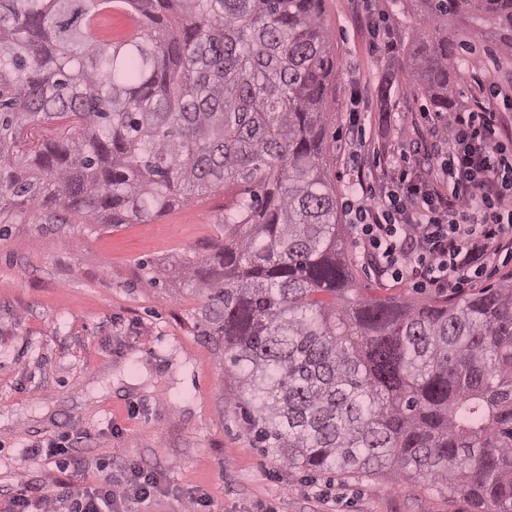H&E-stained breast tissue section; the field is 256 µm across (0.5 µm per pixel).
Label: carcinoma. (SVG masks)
<instances>
[{"label": "carcinoma", "mask_w": 512, "mask_h": 512, "mask_svg": "<svg viewBox=\"0 0 512 512\" xmlns=\"http://www.w3.org/2000/svg\"><path fill=\"white\" fill-rule=\"evenodd\" d=\"M323 0H0V217L58 207L138 224L228 187L205 322L224 337L288 468L387 470L479 512H512V282L351 304L323 109L336 66ZM142 25L94 32L112 4ZM410 77L455 108L462 44L490 21L512 56V0H411ZM58 123L21 149L26 131Z\"/></svg>", "instance_id": "1"}]
</instances>
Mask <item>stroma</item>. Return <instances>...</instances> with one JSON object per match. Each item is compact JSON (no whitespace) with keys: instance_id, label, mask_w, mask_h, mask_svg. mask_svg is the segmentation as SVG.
Wrapping results in <instances>:
<instances>
[{"instance_id":"stroma-1","label":"stroma","mask_w":512,"mask_h":512,"mask_svg":"<svg viewBox=\"0 0 512 512\" xmlns=\"http://www.w3.org/2000/svg\"><path fill=\"white\" fill-rule=\"evenodd\" d=\"M372 9L387 17L393 50L378 48L367 23ZM409 11V0L322 2L339 62L324 100L333 115V180L345 173L341 143H362L371 171L378 143L407 152L413 142L433 143L429 130L441 119L407 78ZM454 35L475 44L460 55L458 107L478 97L477 80L512 85V57L490 52V36L473 28ZM231 203L219 190L116 226L58 227L20 208L0 226V493L21 472L34 486L59 479L88 486L133 461L163 490L129 503V512H184L198 491L211 512H472L463 493L418 478L311 475L266 452L223 338L201 334L206 298L185 274L192 266L206 275ZM346 239L359 296L408 291L379 280L354 230ZM51 439L73 456L56 467L27 462L28 451Z\"/></svg>"}]
</instances>
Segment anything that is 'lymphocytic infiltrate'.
Listing matches in <instances>:
<instances>
[{"instance_id": "f902f5d3", "label": "lymphocytic infiltrate", "mask_w": 512, "mask_h": 512, "mask_svg": "<svg viewBox=\"0 0 512 512\" xmlns=\"http://www.w3.org/2000/svg\"><path fill=\"white\" fill-rule=\"evenodd\" d=\"M480 91L473 106L431 131L447 148L435 184L420 183L406 153L383 151L374 174L356 144L345 148L346 213L379 277L448 294L481 279L498 255L512 256V135L500 126V89ZM158 491L157 478L133 463L121 477L76 490L62 481L33 487L21 476L0 512H126Z\"/></svg>"}]
</instances>
